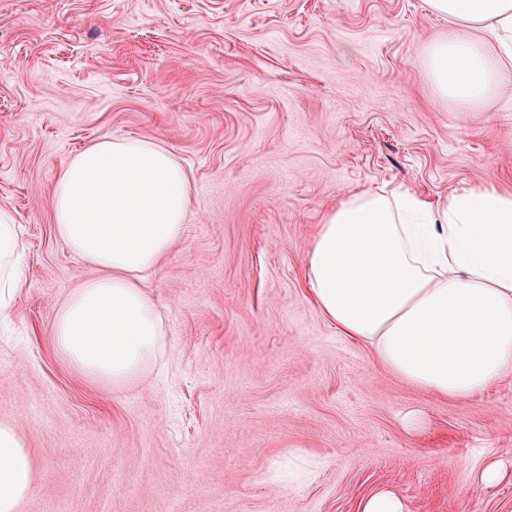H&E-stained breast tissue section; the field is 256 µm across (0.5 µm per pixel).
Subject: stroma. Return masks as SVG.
Wrapping results in <instances>:
<instances>
[{"mask_svg":"<svg viewBox=\"0 0 512 512\" xmlns=\"http://www.w3.org/2000/svg\"><path fill=\"white\" fill-rule=\"evenodd\" d=\"M448 26L425 0H0V207L27 259L0 322V422L38 463L19 512H358L382 488L408 512H512V376L466 400L418 390L304 276L343 197L512 191V68L487 105L440 98L423 61ZM105 137L160 142L192 185L144 280L162 356L120 389L50 338L95 274L57 237L50 187ZM291 452L319 466L288 490L268 473ZM496 461L505 478L479 485Z\"/></svg>","mask_w":512,"mask_h":512,"instance_id":"1","label":"stroma"}]
</instances>
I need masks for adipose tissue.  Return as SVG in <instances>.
I'll return each instance as SVG.
<instances>
[{
  "label": "adipose tissue",
  "instance_id": "1",
  "mask_svg": "<svg viewBox=\"0 0 512 512\" xmlns=\"http://www.w3.org/2000/svg\"><path fill=\"white\" fill-rule=\"evenodd\" d=\"M427 7L451 26L428 48L429 79L459 105L483 103L497 64L512 62V0ZM51 195L57 236L99 271L56 310L53 348L82 376L123 386L161 355L164 320L142 282L183 236L189 178L158 142L108 138L75 155ZM24 273L1 206V320ZM305 280L328 322L421 391L466 399L512 374V194L485 187L437 207L384 188L348 196L325 213ZM35 485L24 436L0 423V512H18Z\"/></svg>",
  "mask_w": 512,
  "mask_h": 512
}]
</instances>
